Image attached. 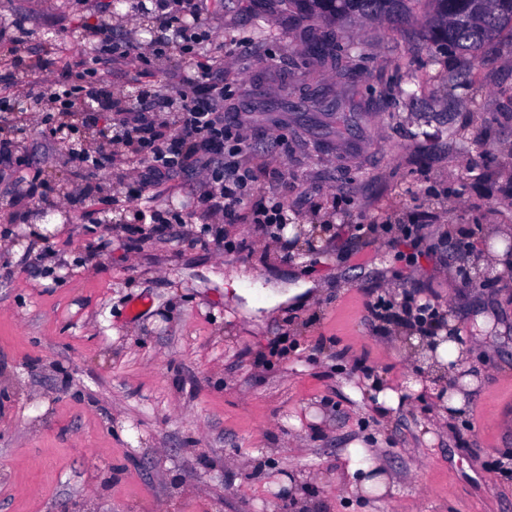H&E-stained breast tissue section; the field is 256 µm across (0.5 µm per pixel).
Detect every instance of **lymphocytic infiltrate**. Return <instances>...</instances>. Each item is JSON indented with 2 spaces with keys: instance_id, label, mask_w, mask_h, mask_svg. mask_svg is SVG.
<instances>
[{
  "instance_id": "1",
  "label": "lymphocytic infiltrate",
  "mask_w": 512,
  "mask_h": 512,
  "mask_svg": "<svg viewBox=\"0 0 512 512\" xmlns=\"http://www.w3.org/2000/svg\"><path fill=\"white\" fill-rule=\"evenodd\" d=\"M148 13L160 30L177 34L181 55L191 67L172 75V88L155 89L148 79L151 57H163L166 42L152 55L115 39L111 25L94 27L90 54L70 59L61 74H53L49 61L13 55L12 64L27 69L32 78L24 86L30 99L60 105L67 116L80 118L85 104L108 116L97 147L75 156L77 168L92 171L110 167L134 173L140 186L161 185L188 171L202 174L188 191L201 205L208 224L242 222L264 230L288 220V184L273 173V185L261 189L246 162L237 126L224 117V58L203 54L211 37L201 0H149ZM131 61L137 78L134 100L113 90L112 66ZM13 173L29 199L50 204L54 191L41 171L32 169L12 136L0 135V173ZM260 203H253L254 194Z\"/></svg>"
}]
</instances>
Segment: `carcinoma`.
<instances>
[{
	"instance_id": "carcinoma-1",
	"label": "carcinoma",
	"mask_w": 512,
	"mask_h": 512,
	"mask_svg": "<svg viewBox=\"0 0 512 512\" xmlns=\"http://www.w3.org/2000/svg\"><path fill=\"white\" fill-rule=\"evenodd\" d=\"M291 14L346 21L399 22L423 9V36L435 50L470 63L484 47L512 33V0H282Z\"/></svg>"
}]
</instances>
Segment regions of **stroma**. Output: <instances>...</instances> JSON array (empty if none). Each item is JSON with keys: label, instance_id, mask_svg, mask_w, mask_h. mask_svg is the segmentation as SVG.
Instances as JSON below:
<instances>
[{"label": "stroma", "instance_id": "1", "mask_svg": "<svg viewBox=\"0 0 512 512\" xmlns=\"http://www.w3.org/2000/svg\"><path fill=\"white\" fill-rule=\"evenodd\" d=\"M0 0L27 51L67 60L100 18L117 39L151 37L128 0ZM224 60V114L247 160L288 181L290 224L318 228L315 253L285 259L279 230L202 225L177 182L149 188L181 223L130 239V182L101 169V196L37 205L0 180V512H512V271L464 285L460 264L512 245V38L487 45L464 86L422 22L293 20L279 0H206ZM336 32V56L307 45ZM20 150L57 189L81 184L37 105ZM419 224L416 246L403 243ZM320 283L273 312L255 284ZM452 315L473 349L463 418L435 385L408 390L407 326L367 302L405 293ZM490 318L476 333L477 316ZM399 392L382 410L377 388ZM368 448L392 496L356 497L351 444Z\"/></svg>", "mask_w": 512, "mask_h": 512}]
</instances>
